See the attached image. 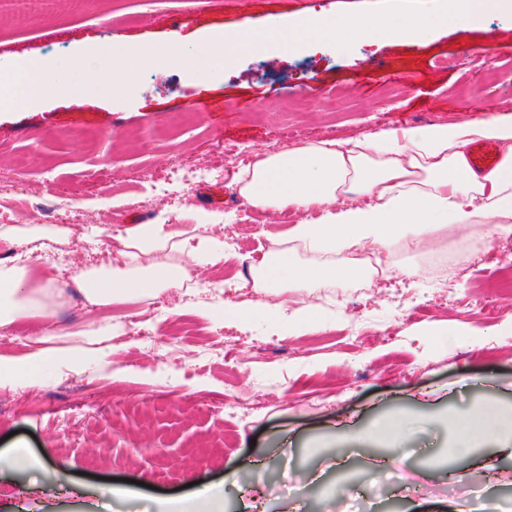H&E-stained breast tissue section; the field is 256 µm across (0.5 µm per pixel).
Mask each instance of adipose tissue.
Returning <instances> with one entry per match:
<instances>
[{
  "label": "adipose tissue",
  "mask_w": 512,
  "mask_h": 512,
  "mask_svg": "<svg viewBox=\"0 0 512 512\" xmlns=\"http://www.w3.org/2000/svg\"><path fill=\"white\" fill-rule=\"evenodd\" d=\"M495 142L501 161L475 172L466 148ZM255 208L303 213L288 230L272 233L274 248L253 270L261 301L225 304L218 318L249 320L264 313L279 321L272 304L280 288H333L365 280L367 253L382 259L394 248L418 251L455 227L480 225L488 234L512 236V120L490 118L389 128L370 138L319 139L298 148L260 155L233 180ZM309 256L298 262L299 253ZM224 255L211 237L186 246L162 224H133L119 239L112 266L79 268L75 280L86 302L105 308L127 299H148L181 287L200 260L217 265ZM46 280L17 266H0V329L21 320L48 327L55 311ZM512 418L485 413L453 424L459 455L474 440L499 439Z\"/></svg>",
  "instance_id": "1"
}]
</instances>
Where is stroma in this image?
I'll return each instance as SVG.
<instances>
[{"label": "stroma", "instance_id": "obj_1", "mask_svg": "<svg viewBox=\"0 0 512 512\" xmlns=\"http://www.w3.org/2000/svg\"><path fill=\"white\" fill-rule=\"evenodd\" d=\"M455 0H88L70 14L52 0L46 18L16 24V0H0V97L24 85L37 58L49 66L40 100L0 106V184L19 194L0 207V225L17 216L44 225L39 202L61 196L57 224L82 232L59 264L19 259L0 239V261L39 267L69 292L51 332L21 322L0 335L20 355L23 336L50 350L84 345L83 332L111 317L99 362L77 368L52 360L28 380L0 382V453L21 446L25 460L0 467V512H158L171 500L217 486L224 512H351L376 491V512H453L463 467L470 484L512 512V457L490 443L468 457L451 453L449 419L493 410L512 416V241L481 226L455 229L420 252H396L419 277L396 288H301L279 296L285 314L315 297L325 327L299 336L263 315L215 321L225 303L254 298L235 288L273 248L270 232L295 217L248 205L232 187L239 150L274 154L308 141L369 137L387 128L512 117V5L464 26L450 23ZM328 19L384 15L393 23L431 14L441 22L427 44L386 34L372 39H305L288 33L315 13ZM278 19L285 36L268 49L235 45L240 24ZM227 40L223 62L213 44ZM118 41L153 50L122 65L130 82L107 86L74 106L68 88L84 84L77 60L87 44ZM190 53L183 62L180 52ZM220 168L221 181L183 189L154 179L173 161ZM223 215L207 227L234 237L218 265L201 264L198 289L155 305L128 300L100 313L74 289L76 268L109 262L115 238L132 224L165 215L170 228L196 233V212ZM224 280L222 299L210 283ZM180 330L177 350L152 342ZM237 397L234 414L224 399ZM409 417L405 459L384 457L367 433ZM495 457L499 477L483 464ZM347 483L348 497L336 496ZM54 486L56 495L46 493Z\"/></svg>", "mask_w": 512, "mask_h": 512}]
</instances>
